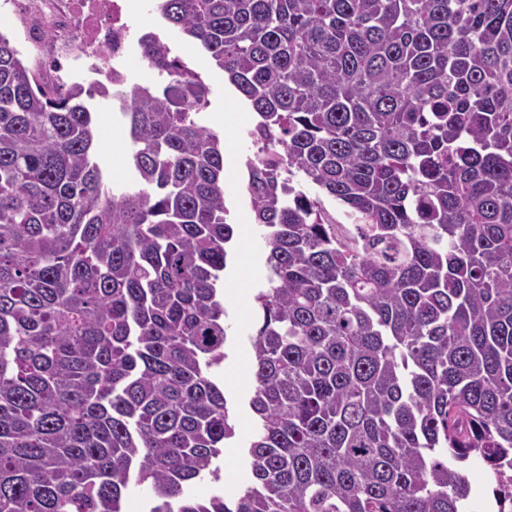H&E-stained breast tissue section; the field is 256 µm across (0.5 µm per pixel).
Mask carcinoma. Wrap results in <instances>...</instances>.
Segmentation results:
<instances>
[{
	"instance_id": "cac0c4a2",
	"label": "carcinoma",
	"mask_w": 512,
	"mask_h": 512,
	"mask_svg": "<svg viewBox=\"0 0 512 512\" xmlns=\"http://www.w3.org/2000/svg\"><path fill=\"white\" fill-rule=\"evenodd\" d=\"M258 116L268 249L250 480L235 436L224 144L148 30L160 89L49 86L0 33V512H470L512 502V0H152ZM112 96L133 182L96 161ZM347 207L336 232L320 196Z\"/></svg>"
}]
</instances>
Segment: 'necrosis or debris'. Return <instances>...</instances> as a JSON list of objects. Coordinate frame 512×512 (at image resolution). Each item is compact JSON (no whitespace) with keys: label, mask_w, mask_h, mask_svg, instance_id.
Segmentation results:
<instances>
[{"label":"necrosis or debris","mask_w":512,"mask_h":512,"mask_svg":"<svg viewBox=\"0 0 512 512\" xmlns=\"http://www.w3.org/2000/svg\"><path fill=\"white\" fill-rule=\"evenodd\" d=\"M128 0H17L26 19L24 38L35 61L45 54V35L56 38V50L72 73L90 83L111 79L116 66H129Z\"/></svg>","instance_id":"1"}]
</instances>
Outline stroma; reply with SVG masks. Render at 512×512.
Returning a JSON list of instances; mask_svg holds the SVG:
<instances>
[{"instance_id":"1","label":"stroma","mask_w":512,"mask_h":512,"mask_svg":"<svg viewBox=\"0 0 512 512\" xmlns=\"http://www.w3.org/2000/svg\"><path fill=\"white\" fill-rule=\"evenodd\" d=\"M133 28H148L168 43L173 54L181 56L190 67L199 72L208 88L207 104L202 111V122L210 130L218 133L221 139L230 142L234 151L224 157V170L233 176V189H240L244 172L242 158L250 151L251 140L247 133V124L226 129L218 125L219 114L237 109L249 111V104L229 84L223 71L209 62L207 56L191 49L187 42L167 24L151 7V0H139V6L131 15ZM88 106L94 115L95 129L100 147L98 161L106 170L112 183L128 182L132 172L127 164L131 151L124 121L118 107L111 99L95 96L89 99ZM230 221L237 231L234 235V260L229 261L224 271L225 287H233L241 273L237 260L239 253L247 252L253 258L254 273L249 282L250 291H258L266 283L267 249L257 227L252 223L250 211L245 198L233 200ZM226 320L231 326L227 340L226 357L218 374L224 395L234 413L236 435L227 440L215 464L220 469L221 480L211 483L203 480L193 486L194 495L202 500L208 499L214 490H221L225 497L237 494L248 479L246 442L253 432L254 417L249 408V399L253 393L250 379L254 358L250 346V337L254 332L255 319L251 300L225 299Z\"/></svg>"}]
</instances>
